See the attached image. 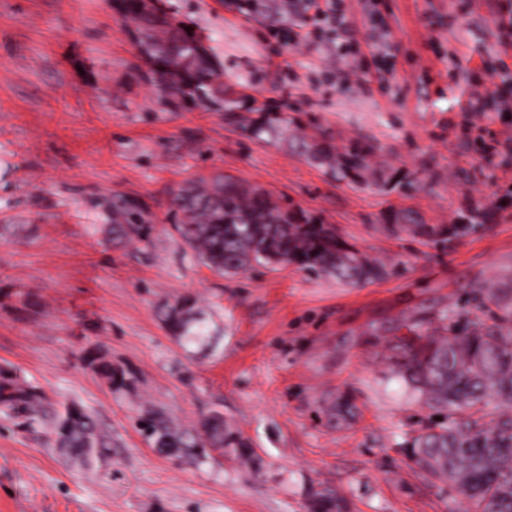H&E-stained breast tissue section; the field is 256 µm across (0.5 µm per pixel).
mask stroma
Here are the masks:
<instances>
[{
  "mask_svg": "<svg viewBox=\"0 0 512 512\" xmlns=\"http://www.w3.org/2000/svg\"><path fill=\"white\" fill-rule=\"evenodd\" d=\"M162 4L202 36L232 110L168 93L112 0H0V367L112 433L86 467L0 415V512H467L411 453L437 418L390 357L439 311L486 318L480 287L512 278V149L478 140L512 136L494 106L512 101V47L486 0H336L347 50L330 23L295 40L288 0ZM473 87L490 101L475 126ZM217 173L332 225L385 276H215L170 224L173 190ZM117 199L147 240L113 244ZM476 205L489 218L464 237L418 231ZM186 300L211 336L191 350L167 326ZM91 345L133 388L86 368ZM216 411L241 446L174 458L139 426L158 413L197 435Z\"/></svg>",
  "mask_w": 512,
  "mask_h": 512,
  "instance_id": "obj_1",
  "label": "stroma"
}]
</instances>
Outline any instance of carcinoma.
<instances>
[{
  "instance_id": "1",
  "label": "carcinoma",
  "mask_w": 512,
  "mask_h": 512,
  "mask_svg": "<svg viewBox=\"0 0 512 512\" xmlns=\"http://www.w3.org/2000/svg\"><path fill=\"white\" fill-rule=\"evenodd\" d=\"M122 18L135 24L143 55L169 91L189 99L217 97L232 108L216 64L207 52L197 51L194 32L174 24L165 12H144L140 0H126ZM173 205L181 215L174 231L203 266L221 276L283 265L349 283L384 274L383 267L339 238L330 225L285 209L259 189L222 174L184 182ZM114 214L112 242L144 240L146 225L136 223L137 211L117 203ZM482 305L493 309V323L473 319L461 328L445 310L429 320L431 333L419 324L408 327L394 372L417 403L448 417V423L413 439L412 453L422 467L461 493L469 512H512V415L489 411L494 400L512 404V288L505 283L488 289ZM192 310L186 301L167 317L183 347L210 339ZM87 365L111 386L134 385L94 348L87 351ZM0 412L48 425L57 447L86 466L112 448V437L92 415L75 404L57 410L40 389L18 383L5 369H0ZM144 430L153 443L179 454L224 447V420L218 413L203 424L202 437L180 433L154 415Z\"/></svg>"
}]
</instances>
